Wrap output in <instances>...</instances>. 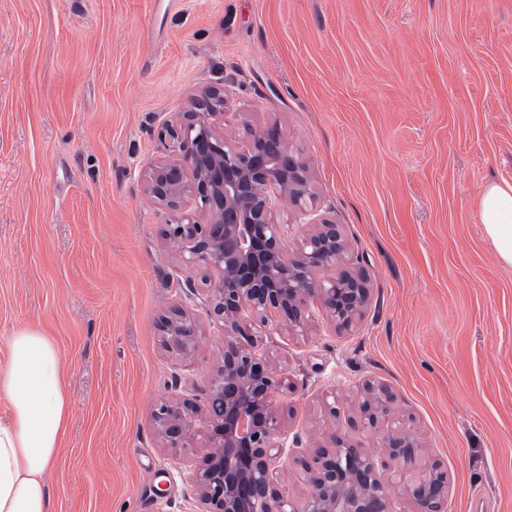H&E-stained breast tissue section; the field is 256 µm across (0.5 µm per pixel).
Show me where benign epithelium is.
I'll return each mask as SVG.
<instances>
[{
  "instance_id": "obj_1",
  "label": "benign epithelium",
  "mask_w": 512,
  "mask_h": 512,
  "mask_svg": "<svg viewBox=\"0 0 512 512\" xmlns=\"http://www.w3.org/2000/svg\"><path fill=\"white\" fill-rule=\"evenodd\" d=\"M224 89L213 87L192 100L185 112L167 120L161 138L171 155L149 163L144 194L154 205L174 209L193 193L207 213L199 224L183 216L165 225V248L182 268L213 271L205 278L207 315L224 333L222 365L199 409L175 382L171 394L154 403L151 418L164 448L192 447L204 425L207 450L190 473L194 512H390L400 494L412 512H447L448 470L428 464L425 479L406 480L397 488L380 479L392 464L405 469L424 454L418 434L403 422L387 427L398 414L396 392L366 381L355 409L365 432L379 434L383 456L351 442L348 429L334 422L341 400L323 399L331 426L319 433L288 434L276 394L285 387L280 366L256 353L258 329L278 319L295 334L308 333L312 305L338 329H349L369 299L367 279L346 267L341 225L329 218L311 225L294 255L282 243V225L274 222L279 201L300 206L313 198L309 167L275 128L245 127L240 147L216 133L224 120ZM334 275L317 279L323 269ZM165 352L195 355L201 336L196 317L178 308L158 318ZM300 448L312 460H298L306 473L300 500L288 493L284 461Z\"/></svg>"
}]
</instances>
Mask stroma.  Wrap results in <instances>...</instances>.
<instances>
[{
	"label": "stroma",
	"mask_w": 512,
	"mask_h": 512,
	"mask_svg": "<svg viewBox=\"0 0 512 512\" xmlns=\"http://www.w3.org/2000/svg\"><path fill=\"white\" fill-rule=\"evenodd\" d=\"M212 86L225 127L277 126L313 173L311 205L274 211L288 252L331 215L371 288L348 331L263 337L289 426L387 383L448 512H512V266L478 215L512 183V0H0V362L22 328L60 352L53 512L195 508L204 443L163 448L151 410L177 379L205 403L224 337L143 184L164 121ZM177 308L202 328L189 359L159 342Z\"/></svg>",
	"instance_id": "35a3bbf8"
}]
</instances>
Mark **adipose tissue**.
I'll use <instances>...</instances> for the list:
<instances>
[{"label":"adipose tissue","mask_w":512,"mask_h":512,"mask_svg":"<svg viewBox=\"0 0 512 512\" xmlns=\"http://www.w3.org/2000/svg\"><path fill=\"white\" fill-rule=\"evenodd\" d=\"M479 216L501 260L512 265V185L490 184ZM0 364V399L11 418L0 423V512H52L48 475L69 411L59 350L48 337L22 328Z\"/></svg>","instance_id":"adipose-tissue-1"}]
</instances>
